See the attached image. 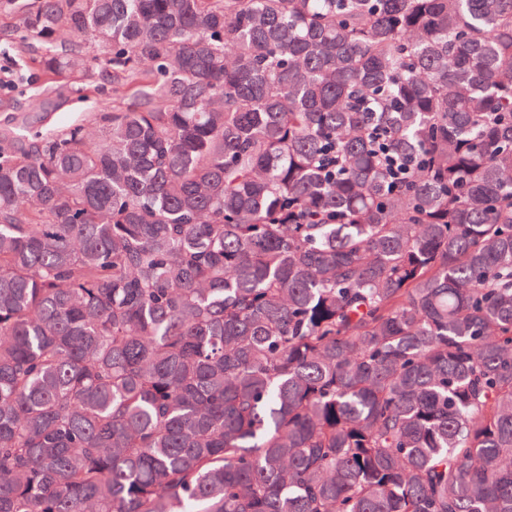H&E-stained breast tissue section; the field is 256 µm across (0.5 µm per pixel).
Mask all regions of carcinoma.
<instances>
[{
	"instance_id": "cac0c4a2",
	"label": "carcinoma",
	"mask_w": 512,
	"mask_h": 512,
	"mask_svg": "<svg viewBox=\"0 0 512 512\" xmlns=\"http://www.w3.org/2000/svg\"><path fill=\"white\" fill-rule=\"evenodd\" d=\"M0 13V512H512V0ZM14 22L9 17L0 16V61L2 57V64L5 63L4 56H9L14 63L13 87L0 90V131L8 120L10 123L20 122L23 116L45 113L44 126L55 128L63 126L72 119L88 116L98 108L112 107L116 96L112 95V90L109 89L101 95H90L89 98H83L79 92L73 93L61 103L60 107L51 112H34L37 103L36 92L41 85V77L35 69L27 67L24 63L27 60L17 55L8 45L9 36L7 35L12 33ZM20 72L24 75L23 80L19 79Z\"/></svg>"
}]
</instances>
